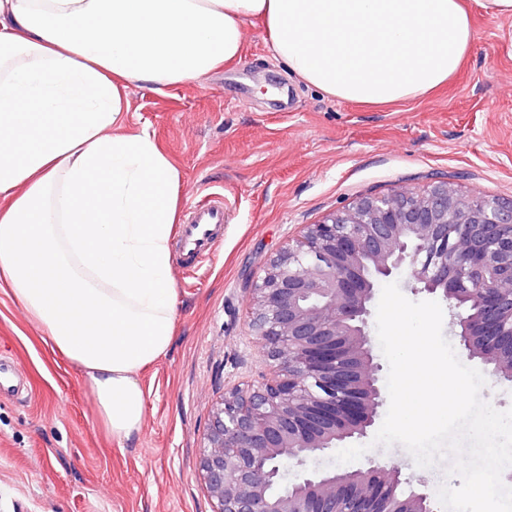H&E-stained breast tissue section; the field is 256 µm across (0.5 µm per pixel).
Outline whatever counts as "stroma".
Masks as SVG:
<instances>
[{
	"mask_svg": "<svg viewBox=\"0 0 512 512\" xmlns=\"http://www.w3.org/2000/svg\"><path fill=\"white\" fill-rule=\"evenodd\" d=\"M465 5L473 42L459 71L402 102H345L305 84L257 25L230 67L160 93L129 88L127 123L178 168L182 211L222 196L224 240L196 273L173 269L176 334L140 376L145 420L123 443L101 425L87 377L0 288V358L27 386L0 397V512H211L197 467L212 407L268 369L247 326L265 263L303 225L365 194L445 180L468 197L512 200V17ZM370 457L432 493L460 484L448 456L420 468L403 446L376 445L355 468Z\"/></svg>",
	"mask_w": 512,
	"mask_h": 512,
	"instance_id": "35a3bbf8",
	"label": "stroma"
}]
</instances>
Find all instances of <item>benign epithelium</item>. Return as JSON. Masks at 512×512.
<instances>
[{
    "label": "benign epithelium",
    "instance_id": "1",
    "mask_svg": "<svg viewBox=\"0 0 512 512\" xmlns=\"http://www.w3.org/2000/svg\"><path fill=\"white\" fill-rule=\"evenodd\" d=\"M395 272L449 302L468 357L512 381V206L447 182L361 196L305 225L251 288L249 328L269 370L212 410L198 471L213 512H435L425 491H402L391 462L288 483V462L375 425L384 398L368 317L377 281Z\"/></svg>",
    "mask_w": 512,
    "mask_h": 512
}]
</instances>
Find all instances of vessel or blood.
<instances>
[{
    "label": "vessel or blood",
    "instance_id": "vessel-or-blood-1",
    "mask_svg": "<svg viewBox=\"0 0 512 512\" xmlns=\"http://www.w3.org/2000/svg\"><path fill=\"white\" fill-rule=\"evenodd\" d=\"M224 237V204L213 196L192 207L181 226L178 242L186 258L185 270H195L212 256Z\"/></svg>",
    "mask_w": 512,
    "mask_h": 512
}]
</instances>
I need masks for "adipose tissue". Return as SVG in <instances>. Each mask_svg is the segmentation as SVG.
<instances>
[{"label": "adipose tissue", "instance_id": "ef3b65f1", "mask_svg": "<svg viewBox=\"0 0 512 512\" xmlns=\"http://www.w3.org/2000/svg\"><path fill=\"white\" fill-rule=\"evenodd\" d=\"M307 85L384 105L455 75L464 0H0V288L90 381L113 440L144 423L137 376L171 346L180 175L125 131L127 89L240 60L250 22Z\"/></svg>", "mask_w": 512, "mask_h": 512}]
</instances>
